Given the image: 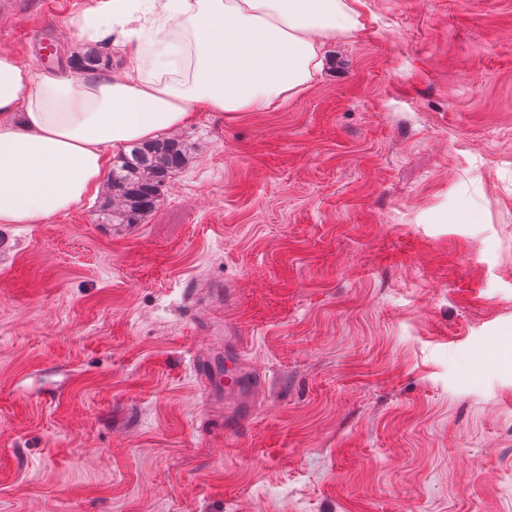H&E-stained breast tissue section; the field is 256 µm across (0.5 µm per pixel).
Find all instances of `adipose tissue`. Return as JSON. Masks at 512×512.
<instances>
[{"mask_svg":"<svg viewBox=\"0 0 512 512\" xmlns=\"http://www.w3.org/2000/svg\"><path fill=\"white\" fill-rule=\"evenodd\" d=\"M360 0H94L70 24L153 57L74 82L0 53V224H43L98 191L110 154L194 112H263L318 80Z\"/></svg>","mask_w":512,"mask_h":512,"instance_id":"obj_1","label":"adipose tissue"}]
</instances>
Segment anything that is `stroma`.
I'll use <instances>...</instances> for the list:
<instances>
[{
    "label": "stroma",
    "mask_w": 512,
    "mask_h": 512,
    "mask_svg": "<svg viewBox=\"0 0 512 512\" xmlns=\"http://www.w3.org/2000/svg\"><path fill=\"white\" fill-rule=\"evenodd\" d=\"M89 4L0 51L72 75ZM361 15L303 94L196 112L141 223L0 225V512H512V0Z\"/></svg>",
    "instance_id": "1"
}]
</instances>
